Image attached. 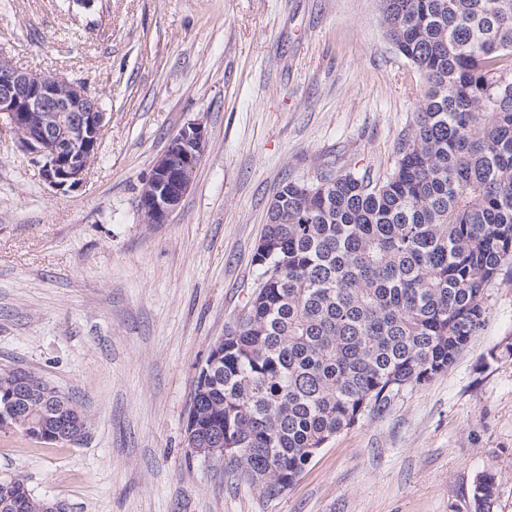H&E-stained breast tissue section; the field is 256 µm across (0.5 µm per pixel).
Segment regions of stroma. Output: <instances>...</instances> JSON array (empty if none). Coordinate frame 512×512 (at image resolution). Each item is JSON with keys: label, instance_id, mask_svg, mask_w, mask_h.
I'll return each mask as SVG.
<instances>
[{"label": "stroma", "instance_id": "obj_1", "mask_svg": "<svg viewBox=\"0 0 512 512\" xmlns=\"http://www.w3.org/2000/svg\"><path fill=\"white\" fill-rule=\"evenodd\" d=\"M81 80L106 113L82 184L46 183L0 125V369L38 373L87 418L76 443L0 429V474L67 512H512V270L454 364L333 436L276 497L192 455L200 366L258 284L284 180L385 178L427 89L380 0H0V58ZM207 141L169 223L139 189L179 128ZM496 478L491 473H482L476 482L474 490V511L489 512L490 505L496 494Z\"/></svg>", "mask_w": 512, "mask_h": 512}]
</instances>
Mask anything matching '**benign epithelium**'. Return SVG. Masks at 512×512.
Returning <instances> with one entry per match:
<instances>
[{"label":"benign epithelium","instance_id":"7a95c632","mask_svg":"<svg viewBox=\"0 0 512 512\" xmlns=\"http://www.w3.org/2000/svg\"><path fill=\"white\" fill-rule=\"evenodd\" d=\"M106 112L83 82L23 68L0 58V120L18 135L22 147L39 166L43 179L66 191L84 182L97 159ZM206 132L189 123L174 134L143 180L139 205L149 224H166L190 189L202 156ZM43 393V379L17 376L7 393L0 418L8 420L16 404ZM58 416L46 436L75 443L86 432L83 415L66 413L63 395L42 398Z\"/></svg>","mask_w":512,"mask_h":512}]
</instances>
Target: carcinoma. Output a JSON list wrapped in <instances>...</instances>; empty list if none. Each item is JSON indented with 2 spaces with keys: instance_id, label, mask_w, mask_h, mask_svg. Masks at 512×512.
Returning a JSON list of instances; mask_svg holds the SVG:
<instances>
[{
  "instance_id": "cac0c4a2",
  "label": "carcinoma",
  "mask_w": 512,
  "mask_h": 512,
  "mask_svg": "<svg viewBox=\"0 0 512 512\" xmlns=\"http://www.w3.org/2000/svg\"><path fill=\"white\" fill-rule=\"evenodd\" d=\"M381 13L428 85L396 169L280 184L260 283L192 398L203 436L223 435L239 479L268 497L364 413L446 372L512 263V0H381ZM29 415L10 424L32 439L38 401ZM495 494L481 474L475 512ZM48 503L0 476V512Z\"/></svg>"
}]
</instances>
